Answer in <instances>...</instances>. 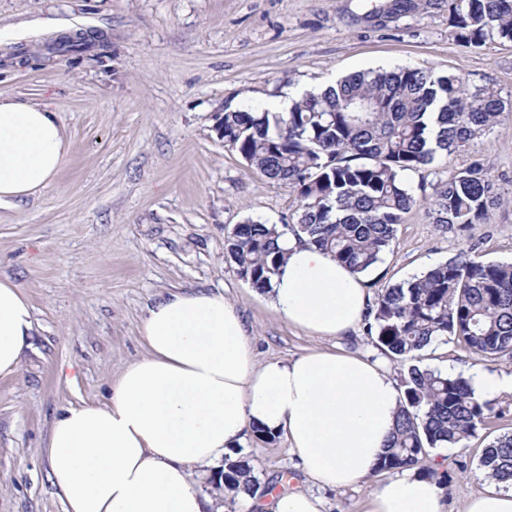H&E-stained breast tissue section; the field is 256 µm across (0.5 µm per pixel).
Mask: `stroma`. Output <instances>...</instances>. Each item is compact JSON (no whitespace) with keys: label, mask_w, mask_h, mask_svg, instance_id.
I'll return each mask as SVG.
<instances>
[{"label":"stroma","mask_w":512,"mask_h":512,"mask_svg":"<svg viewBox=\"0 0 512 512\" xmlns=\"http://www.w3.org/2000/svg\"><path fill=\"white\" fill-rule=\"evenodd\" d=\"M382 0H0V95L53 106L71 140L54 181L0 210V276L33 308L32 346L17 373L0 377V512H64L45 452L54 417L102 401L120 368L146 353L140 324L175 289H202L238 304L259 360L339 348L379 357L363 330L311 336L283 321L224 260V241L245 219L292 224L294 189L248 169L216 123L225 106L262 111L289 91L317 89L366 69L422 68L489 85L512 98V43L478 49L448 35L447 0L387 23ZM82 39L81 52L58 53ZM482 157L507 202L485 224L446 230L425 206L399 224L365 275L371 296L458 254L512 263V117L406 182L432 185ZM425 365L472 376L478 363L456 341L430 348ZM503 418L465 446L432 451L449 473L447 512L492 483L483 449L512 433V394L493 396ZM242 454L259 489L251 503L196 474L209 512H267L273 494L311 484L284 435L246 434ZM380 471L347 489H322V512H365Z\"/></svg>","instance_id":"35a3bbf8"}]
</instances>
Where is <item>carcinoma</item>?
I'll return each instance as SVG.
<instances>
[{
    "label": "carcinoma",
    "instance_id": "1",
    "mask_svg": "<svg viewBox=\"0 0 512 512\" xmlns=\"http://www.w3.org/2000/svg\"><path fill=\"white\" fill-rule=\"evenodd\" d=\"M419 8L392 0L390 14ZM448 34L478 49L496 37L512 42V0H448ZM512 101L492 87L470 88L455 75L412 68L359 71L320 93L306 92L282 114L225 108L224 146L248 168L297 192L294 224L246 220L224 242L237 276L263 292L286 260L292 235L365 273L392 246L402 215L418 203L405 176L469 148ZM505 202L481 159L433 185V223L466 229L490 220ZM365 335L402 367L401 405L377 470L434 472L432 450L456 447L490 418L493 403L471 382L422 364L423 353L455 338L489 365L512 358V264L452 258L387 288L364 316ZM487 478L512 481V435L484 448ZM224 488L250 496L258 480L237 450L224 456Z\"/></svg>",
    "mask_w": 512,
    "mask_h": 512
}]
</instances>
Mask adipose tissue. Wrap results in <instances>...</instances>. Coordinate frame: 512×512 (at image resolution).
<instances>
[{
  "label": "adipose tissue",
  "mask_w": 512,
  "mask_h": 512,
  "mask_svg": "<svg viewBox=\"0 0 512 512\" xmlns=\"http://www.w3.org/2000/svg\"><path fill=\"white\" fill-rule=\"evenodd\" d=\"M70 151L46 104L0 97V209L51 183ZM266 296L313 336L354 333L370 297L361 275L296 239ZM32 306L0 279V376L17 372ZM147 353L126 364L100 404L71 405L46 440L65 512H205L194 470L218 466L251 426L284 434L315 486L373 474L395 426L400 392L378 359L333 349L257 361L239 308L204 290L161 296L140 325ZM367 512H446L437 486L408 475L369 495Z\"/></svg>",
  "instance_id": "adipose-tissue-1"
}]
</instances>
